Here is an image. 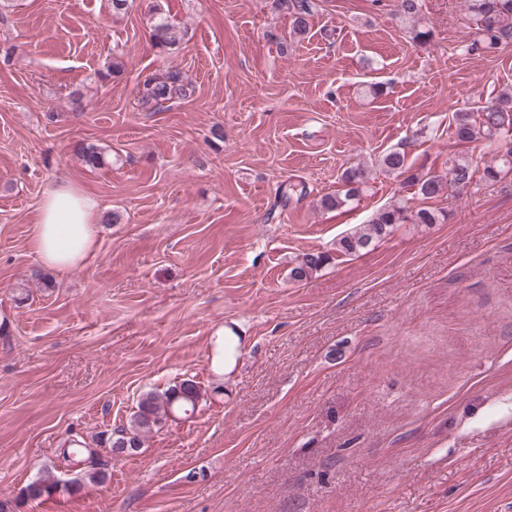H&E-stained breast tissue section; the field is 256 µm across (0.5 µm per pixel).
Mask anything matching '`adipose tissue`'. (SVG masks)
Returning <instances> with one entry per match:
<instances>
[{"mask_svg":"<svg viewBox=\"0 0 512 512\" xmlns=\"http://www.w3.org/2000/svg\"><path fill=\"white\" fill-rule=\"evenodd\" d=\"M99 205L71 182L61 180L44 193L31 247L42 266L57 271L82 267L96 245Z\"/></svg>","mask_w":512,"mask_h":512,"instance_id":"1","label":"adipose tissue"}]
</instances>
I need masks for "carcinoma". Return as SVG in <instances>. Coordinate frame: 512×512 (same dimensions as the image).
<instances>
[{
	"label": "carcinoma",
	"mask_w": 512,
	"mask_h": 512,
	"mask_svg": "<svg viewBox=\"0 0 512 512\" xmlns=\"http://www.w3.org/2000/svg\"><path fill=\"white\" fill-rule=\"evenodd\" d=\"M273 7L288 13L291 19L292 33L296 37L309 31L310 19L316 11L315 0H273ZM422 9L421 0H397L395 15L401 21L410 22L413 39L424 43L431 31L416 25ZM467 9L475 25V38L466 46L469 53H484L492 49L512 45V0H467ZM185 32L162 16H157L151 31V38L162 52L177 49L182 44ZM193 93V85L180 70L173 68L157 69L139 83L140 105L146 111L159 112L178 100H185ZM452 136L460 144L485 140L497 143L504 135L512 134V93L503 92L491 99L480 111L471 112L461 109L454 113L451 124ZM74 151L83 163L91 168L107 164V153L93 144L78 143ZM381 163L384 169L404 176V181L417 188L416 195L423 200L440 197L445 191H453L458 184L470 185L481 180L493 183L512 174V149L497 154L496 162L482 168L464 159H450L446 175L422 174L412 170L406 163V155L400 151H390L383 155ZM369 173L361 168H351L344 172L343 188L334 195L321 199V206L327 210H338L347 202L356 199L367 183ZM446 219V215L426 207L413 208L410 199L402 198L379 210L370 223L342 237L337 252L342 255H354L368 247L372 241L381 240L397 224L408 221L414 224H436ZM330 261L325 252L306 253L299 258L291 270L295 280H303L310 274L322 269ZM201 399V391L192 379H184L166 390L149 391L138 400L137 410L127 424L114 429L105 440L109 451L119 452L124 448L137 450L144 438L162 428V423L177 415L193 413ZM59 457L70 463L84 464L82 476L59 485L56 480V466H46L40 476L27 484L22 495L30 501H39L60 493L78 492L84 481L97 483L104 479L101 472L100 455L96 448L79 439H69L59 449Z\"/></svg>",
	"instance_id": "obj_1"
}]
</instances>
